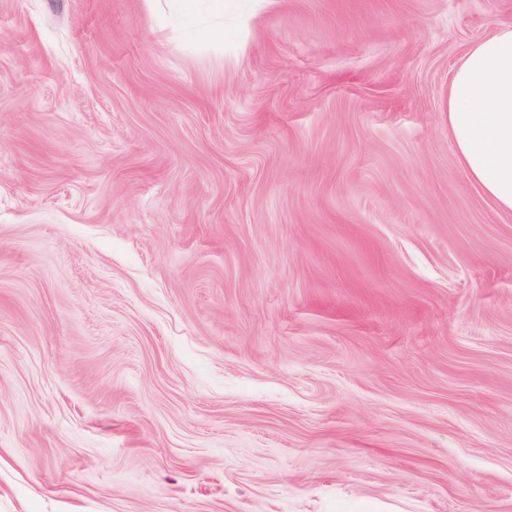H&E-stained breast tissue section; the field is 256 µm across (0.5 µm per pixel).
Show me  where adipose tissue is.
Returning <instances> with one entry per match:
<instances>
[{
    "label": "adipose tissue",
    "mask_w": 512,
    "mask_h": 512,
    "mask_svg": "<svg viewBox=\"0 0 512 512\" xmlns=\"http://www.w3.org/2000/svg\"><path fill=\"white\" fill-rule=\"evenodd\" d=\"M448 134L470 180L512 212V25L470 47L455 69Z\"/></svg>",
    "instance_id": "ef3b65f1"
}]
</instances>
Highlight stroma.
<instances>
[{
	"label": "stroma",
	"mask_w": 512,
	"mask_h": 512,
	"mask_svg": "<svg viewBox=\"0 0 512 512\" xmlns=\"http://www.w3.org/2000/svg\"><path fill=\"white\" fill-rule=\"evenodd\" d=\"M511 24L0 0V512H512V212L448 135Z\"/></svg>",
	"instance_id": "35a3bbf8"
}]
</instances>
